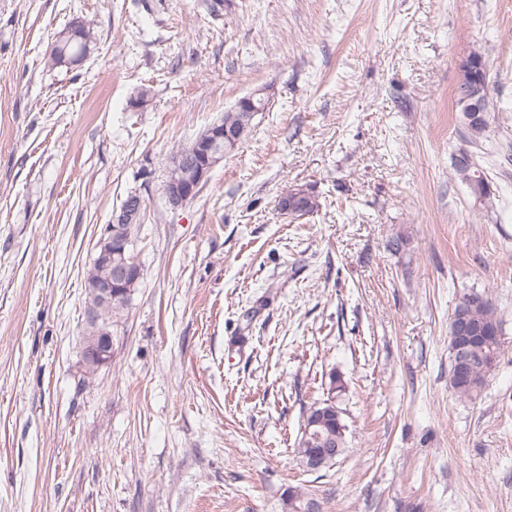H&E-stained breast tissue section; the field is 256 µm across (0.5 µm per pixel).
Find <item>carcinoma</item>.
<instances>
[{
	"mask_svg": "<svg viewBox=\"0 0 512 512\" xmlns=\"http://www.w3.org/2000/svg\"><path fill=\"white\" fill-rule=\"evenodd\" d=\"M94 41L95 35L91 26L85 23L73 26L68 32L59 33L52 42L47 63L51 67L76 65L84 60L90 44ZM463 79L472 85L483 87L482 107L485 108V116H490L488 62L482 53L473 52L468 56ZM460 119L471 143L481 141L489 129V121L486 120L481 124L474 123L463 111L460 112ZM219 124L243 141L253 126L252 113L245 109L241 111L231 109L224 113ZM453 167L456 174L468 185L472 195L478 199H491L489 183L484 173L468 169L460 155L454 158ZM317 207L318 202L313 193L309 191L301 193L295 188L283 194L279 201L280 210H286L288 214L297 217L309 215ZM146 211L147 208H142L141 215L135 222L121 226L120 235L133 242L138 240L142 224L145 223ZM462 316L482 327L486 332V340L481 345L456 349L453 341L454 324ZM448 340L451 353L450 387L459 398L475 400L485 389L489 377L503 354L501 320L487 293L474 290L460 293L451 317ZM339 420H344V417L338 418L333 414L322 425L312 428L310 433H301L296 448L297 455H302L309 448H320L327 442L341 449V452H346L348 441L343 429L347 428V425L337 424ZM310 496L312 491L308 489L288 492V512H300L305 508Z\"/></svg>",
	"mask_w": 512,
	"mask_h": 512,
	"instance_id": "obj_1",
	"label": "carcinoma"
}]
</instances>
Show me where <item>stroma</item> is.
<instances>
[{"instance_id":"obj_1","label":"stroma","mask_w":512,"mask_h":512,"mask_svg":"<svg viewBox=\"0 0 512 512\" xmlns=\"http://www.w3.org/2000/svg\"><path fill=\"white\" fill-rule=\"evenodd\" d=\"M75 20L87 58L48 67ZM258 88L247 139L166 206L167 157ZM464 148L493 205L454 177ZM297 186L313 214L280 211ZM135 190L144 276L81 387L85 272ZM472 289L504 353L471 402L448 324ZM333 371L349 448L310 473ZM298 487L323 512H512V0H0V512H288ZM468 63L463 71V79L471 85H481L484 89L482 107L485 108L486 112L482 110L479 102L476 100L478 92L469 85H460L458 88V94L456 93V105L459 107L460 119L464 128L466 129L467 138L469 142L476 143L480 142L485 133L489 129L490 122V97H489V74H488V62L480 52H473L468 57ZM460 98L463 102L470 104L471 109L469 112L473 113V118L477 121H484V123L477 124L468 119L467 112H463L462 106L460 105ZM483 112V113H482ZM485 113V115H484Z\"/></svg>"}]
</instances>
